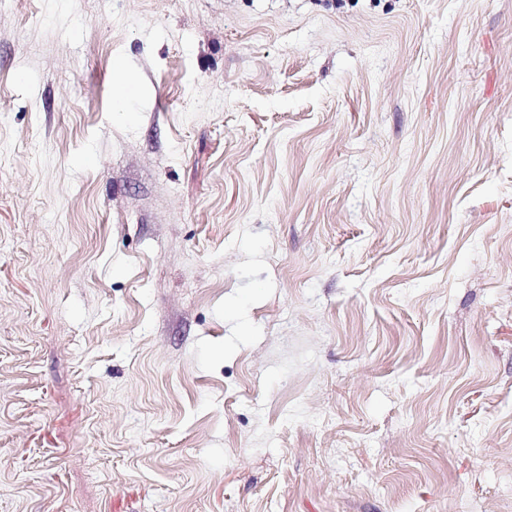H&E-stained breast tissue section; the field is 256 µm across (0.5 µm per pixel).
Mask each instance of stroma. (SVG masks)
<instances>
[{
	"instance_id": "1",
	"label": "stroma",
	"mask_w": 512,
	"mask_h": 512,
	"mask_svg": "<svg viewBox=\"0 0 512 512\" xmlns=\"http://www.w3.org/2000/svg\"><path fill=\"white\" fill-rule=\"evenodd\" d=\"M0 512H512V0H0Z\"/></svg>"
}]
</instances>
